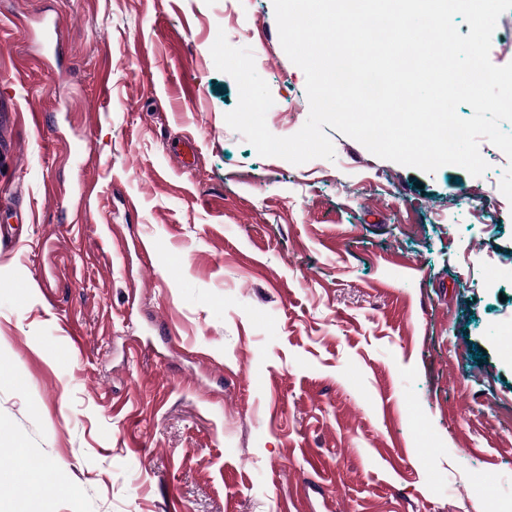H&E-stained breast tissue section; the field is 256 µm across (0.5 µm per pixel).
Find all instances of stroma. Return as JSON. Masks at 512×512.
<instances>
[{
    "label": "stroma",
    "mask_w": 512,
    "mask_h": 512,
    "mask_svg": "<svg viewBox=\"0 0 512 512\" xmlns=\"http://www.w3.org/2000/svg\"><path fill=\"white\" fill-rule=\"evenodd\" d=\"M221 32L298 132L272 0H0V512L28 457L45 512H512L499 149L260 156Z\"/></svg>",
    "instance_id": "35a3bbf8"
}]
</instances>
